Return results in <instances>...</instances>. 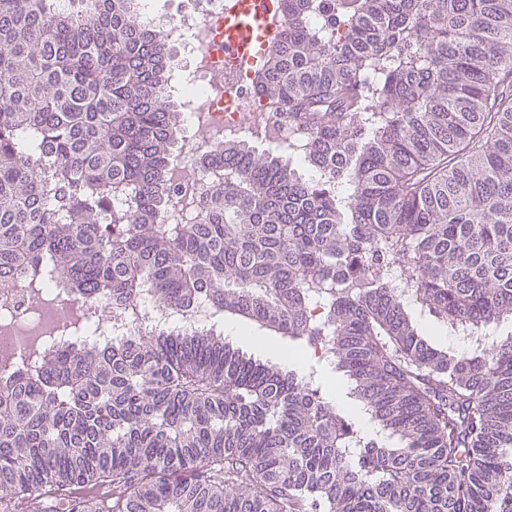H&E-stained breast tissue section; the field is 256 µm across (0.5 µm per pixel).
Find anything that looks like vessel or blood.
Here are the masks:
<instances>
[{"label":"vessel or blood","instance_id":"b4317fda","mask_svg":"<svg viewBox=\"0 0 512 512\" xmlns=\"http://www.w3.org/2000/svg\"><path fill=\"white\" fill-rule=\"evenodd\" d=\"M281 25L276 0H235L224 16V49L238 54L244 68L259 70L262 51L279 39Z\"/></svg>","mask_w":512,"mask_h":512}]
</instances>
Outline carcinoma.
<instances>
[{
	"mask_svg": "<svg viewBox=\"0 0 512 512\" xmlns=\"http://www.w3.org/2000/svg\"><path fill=\"white\" fill-rule=\"evenodd\" d=\"M280 7L256 91L305 151L226 140L183 224L168 34L138 0H0V283L211 316L12 372L0 512H512V335L482 337L512 319V0Z\"/></svg>",
	"mask_w": 512,
	"mask_h": 512,
	"instance_id": "cac0c4a2",
	"label": "carcinoma"
}]
</instances>
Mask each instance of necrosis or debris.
<instances>
[{
  "mask_svg": "<svg viewBox=\"0 0 512 512\" xmlns=\"http://www.w3.org/2000/svg\"><path fill=\"white\" fill-rule=\"evenodd\" d=\"M229 0H192L176 19L142 9L145 24L164 29L173 38L185 64L177 80L189 87L185 110L193 133L186 139L183 156L174 165L170 189L182 198H198L205 171L201 158L213 153L225 138L261 136L267 143L288 146L300 133L281 108L259 98L250 77L237 70L224 55L219 25ZM92 312L102 323L104 336L126 333L130 328L151 331L171 322L192 324L194 315L146 306L137 324H130L112 303L101 298L89 303L62 296L57 289L33 292L25 280L16 278L0 286V372L13 369L16 359L41 352L65 339L56 328L77 324L82 313Z\"/></svg>",
  "mask_w": 512,
  "mask_h": 512,
  "instance_id": "necrosis-or-debris-1",
  "label": "necrosis or debris"
}]
</instances>
